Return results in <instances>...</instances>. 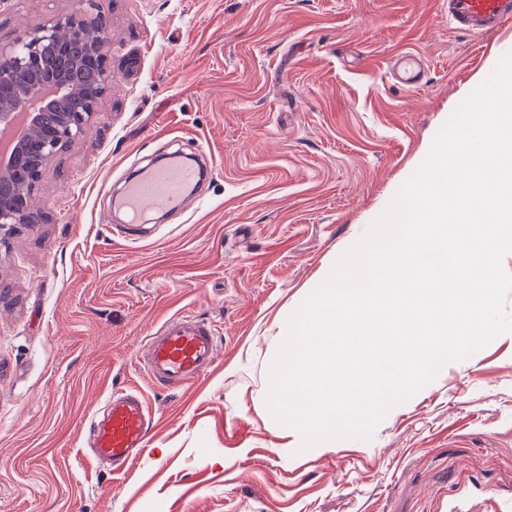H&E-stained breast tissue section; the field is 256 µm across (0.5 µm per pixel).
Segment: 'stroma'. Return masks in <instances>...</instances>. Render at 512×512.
Returning a JSON list of instances; mask_svg holds the SVG:
<instances>
[{
	"label": "stroma",
	"instance_id": "stroma-1",
	"mask_svg": "<svg viewBox=\"0 0 512 512\" xmlns=\"http://www.w3.org/2000/svg\"><path fill=\"white\" fill-rule=\"evenodd\" d=\"M105 16L112 84L43 167V216L0 236V512H512V333L450 362L371 440L299 451L265 397L289 316L388 206L512 22L452 30L442 0H5L0 45ZM427 59L399 84L392 57ZM206 154L191 210L123 230L121 175ZM190 312L218 336L193 385L154 386L147 336ZM155 413L144 453H84L112 389Z\"/></svg>",
	"mask_w": 512,
	"mask_h": 512
}]
</instances>
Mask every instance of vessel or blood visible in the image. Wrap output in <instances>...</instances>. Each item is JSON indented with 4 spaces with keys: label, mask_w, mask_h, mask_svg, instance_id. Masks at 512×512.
<instances>
[{
    "label": "vessel or blood",
    "mask_w": 512,
    "mask_h": 512,
    "mask_svg": "<svg viewBox=\"0 0 512 512\" xmlns=\"http://www.w3.org/2000/svg\"><path fill=\"white\" fill-rule=\"evenodd\" d=\"M512 21V0H448L451 28L473 35L488 33ZM398 80L419 85L424 61L412 52L397 55L393 64ZM200 178L192 165L164 163L128 180L123 204L130 222L172 203L189 206L191 187ZM217 339L211 324L192 314H177L162 323L139 351L137 361L155 386L183 387L209 371L216 360ZM155 418L142 394L134 388L113 389L104 406L89 419L87 456L97 464L121 467L139 456L154 427Z\"/></svg>",
    "instance_id": "obj_1"
}]
</instances>
